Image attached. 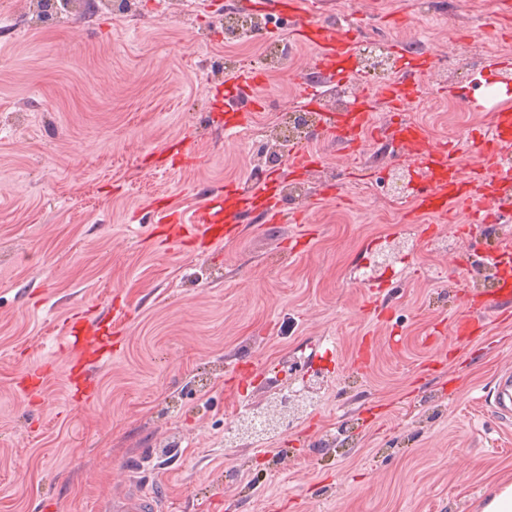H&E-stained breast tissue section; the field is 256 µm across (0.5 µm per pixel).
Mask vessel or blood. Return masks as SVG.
I'll return each mask as SVG.
<instances>
[{"label": "vessel or blood", "mask_w": 512, "mask_h": 512, "mask_svg": "<svg viewBox=\"0 0 512 512\" xmlns=\"http://www.w3.org/2000/svg\"><path fill=\"white\" fill-rule=\"evenodd\" d=\"M256 10L263 15L292 19L297 42L314 51L311 78L300 89L302 107H310L327 96L336 83V64L353 60L358 53L357 28L349 25L338 32L325 23L308 19L304 15V0H258ZM430 69L431 64L426 60L410 68L402 79L380 88V99L389 109L400 110L417 92L420 77ZM265 79V72L253 67L243 70L237 78L235 95L225 101L226 111L237 115L235 128L246 127L249 119L248 113L239 112V102L259 103L258 91ZM492 117L490 133L478 147L482 162L470 170L463 168L453 146L431 140L418 124L404 122L394 130L393 136L403 149L402 157L416 181L407 199V221L429 215L437 223H448V210L453 204L465 211L471 224L496 223L506 217V208L512 205V163L505 160L504 153L512 149V110L497 109ZM319 131L349 149L364 144L366 137L380 134L372 122V102L359 91L353 93L344 111L323 114ZM285 200L282 189L270 187L268 180L263 179L249 189L225 187L223 194L211 195L206 205L189 217L171 212L165 206L155 208L154 213L157 223L169 228L164 237L166 244L179 247L192 240L210 245L239 238L242 217L251 208H262L266 222L281 221L284 215L281 204ZM480 258L486 267L504 271L491 303L511 305L512 244L504 241L483 249ZM61 335L74 356L65 372L66 386L68 390L83 393L85 398H92L96 382L90 370L111 358L112 335L101 332L99 325L87 322L79 312L70 315ZM491 406L503 418L512 417L511 376L500 380ZM108 508L110 512H160L162 504L153 487L136 485L113 498Z\"/></svg>", "instance_id": "vessel-or-blood-1"}]
</instances>
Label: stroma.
<instances>
[{"label":"stroma","instance_id":"obj_1","mask_svg":"<svg viewBox=\"0 0 512 512\" xmlns=\"http://www.w3.org/2000/svg\"><path fill=\"white\" fill-rule=\"evenodd\" d=\"M65 0L60 24L40 0H0V512H100L126 479L166 512H478L512 475V422L484 404L512 368V318L487 311L484 335L454 337L466 297L490 295L462 252L512 241V225L406 221L385 179L408 175L388 141L358 151L306 138L321 163L304 181L302 221L252 220L209 255L154 240L152 203L193 213L225 185L275 171L288 155L266 128L295 107L312 52L290 22L253 16L263 36L227 41L231 0ZM314 16L359 25L433 57L403 110L378 126L452 131L465 164L512 102L490 62L512 58V17L497 0H309ZM288 43L267 70L249 130L227 135L216 98L244 67ZM467 62L448 71L459 45ZM180 141L195 165L172 170ZM330 184L340 197L321 198ZM123 304L120 350L88 402L65 384L57 336L74 311ZM399 337L388 347L387 337ZM368 346L369 366L356 364ZM253 369L230 385L228 365ZM48 363L41 393L16 381ZM298 410L259 440L243 411Z\"/></svg>","mask_w":512,"mask_h":512}]
</instances>
